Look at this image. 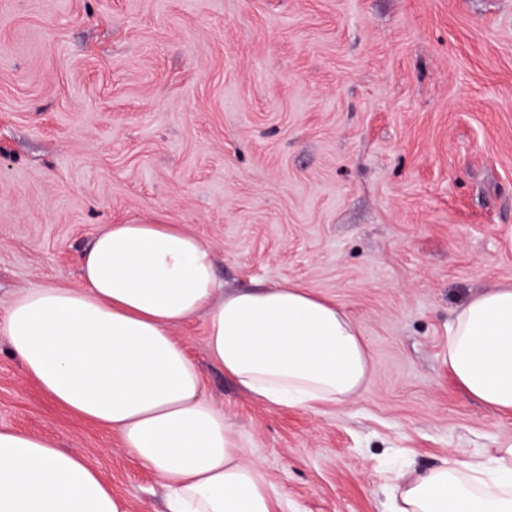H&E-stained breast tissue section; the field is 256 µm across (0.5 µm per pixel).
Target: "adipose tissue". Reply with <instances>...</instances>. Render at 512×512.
Listing matches in <instances>:
<instances>
[{
	"label": "adipose tissue",
	"mask_w": 512,
	"mask_h": 512,
	"mask_svg": "<svg viewBox=\"0 0 512 512\" xmlns=\"http://www.w3.org/2000/svg\"><path fill=\"white\" fill-rule=\"evenodd\" d=\"M82 287L30 288L10 303L7 344L24 376L78 419L119 435L160 480L168 512H274L272 487L203 394L174 336L204 316L206 347L255 401L348 402L370 360L357 323L298 284L223 294L212 251L181 224H112L84 253ZM448 370L512 416V285L469 298L448 325ZM389 512H512V442L395 476ZM0 512H126L85 455L0 429Z\"/></svg>",
	"instance_id": "adipose-tissue-1"
}]
</instances>
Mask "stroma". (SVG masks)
<instances>
[{"label":"stroma","instance_id":"obj_1","mask_svg":"<svg viewBox=\"0 0 512 512\" xmlns=\"http://www.w3.org/2000/svg\"><path fill=\"white\" fill-rule=\"evenodd\" d=\"M111 224H183L225 292L300 284L359 325L348 403L273 409L175 336L283 512H383L396 470L512 441L448 372V324L512 285V0H0V318L82 285ZM0 428L81 449L164 512L117 434L24 380L0 330Z\"/></svg>","mask_w":512,"mask_h":512}]
</instances>
